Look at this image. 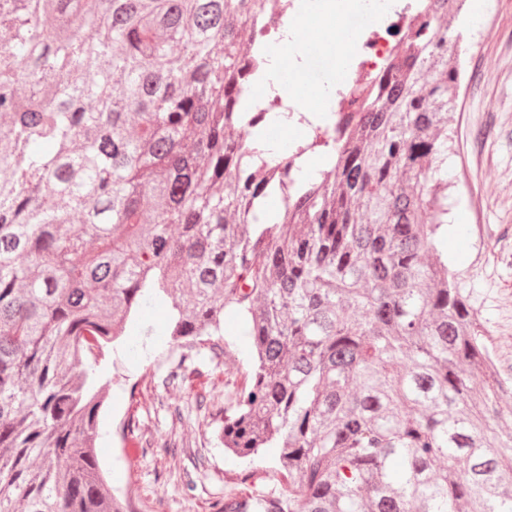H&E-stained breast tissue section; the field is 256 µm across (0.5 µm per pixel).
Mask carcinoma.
Listing matches in <instances>:
<instances>
[{
  "mask_svg": "<svg viewBox=\"0 0 512 512\" xmlns=\"http://www.w3.org/2000/svg\"><path fill=\"white\" fill-rule=\"evenodd\" d=\"M257 6L0 0V512H123L87 365L165 297L191 348L227 308L248 326L221 439L288 478L252 512H512V379L441 249L455 36L421 40L427 17L348 147L261 218L256 166L291 147L232 136Z\"/></svg>",
  "mask_w": 512,
  "mask_h": 512,
  "instance_id": "obj_1",
  "label": "carcinoma"
}]
</instances>
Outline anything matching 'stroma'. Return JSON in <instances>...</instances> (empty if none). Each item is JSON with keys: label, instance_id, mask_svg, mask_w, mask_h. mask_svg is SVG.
<instances>
[{"label": "stroma", "instance_id": "35a3bbf8", "mask_svg": "<svg viewBox=\"0 0 512 512\" xmlns=\"http://www.w3.org/2000/svg\"><path fill=\"white\" fill-rule=\"evenodd\" d=\"M463 65L475 80L459 93L448 124V266L471 292L502 372L512 375V0H483L461 25ZM170 301L141 310L124 344L92 364L107 398L96 449L115 495L138 512H224L226 503L282 496L272 455L231 457L218 438L225 412L249 383L254 359L243 324L194 349L165 333ZM196 386L170 383L172 371Z\"/></svg>", "mask_w": 512, "mask_h": 512}]
</instances>
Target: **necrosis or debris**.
I'll return each instance as SVG.
<instances>
[{"instance_id": "1", "label": "necrosis or debris", "mask_w": 512, "mask_h": 512, "mask_svg": "<svg viewBox=\"0 0 512 512\" xmlns=\"http://www.w3.org/2000/svg\"><path fill=\"white\" fill-rule=\"evenodd\" d=\"M321 0H264L265 11L253 19L241 35L242 84L240 93L250 114L247 126L237 129V138H245L251 129L262 128L274 133L269 113L283 106L280 96H266L256 90L259 52H276L281 48L279 34L289 30L292 41L306 38V20L314 15ZM423 0H360L356 11L349 13V23L332 31L323 40V59L327 64L347 57L354 66L343 87L330 98L333 124L305 122L296 140L304 145L311 140L330 141L336 131L354 129L359 117L357 97L360 85L375 81L394 71L401 60L400 45L404 37L418 28L423 18Z\"/></svg>"}]
</instances>
